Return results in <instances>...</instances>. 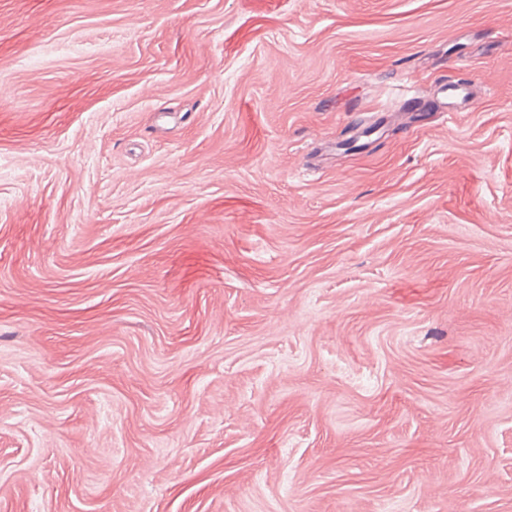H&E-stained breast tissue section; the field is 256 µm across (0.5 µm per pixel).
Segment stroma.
Segmentation results:
<instances>
[{"label": "stroma", "instance_id": "stroma-1", "mask_svg": "<svg viewBox=\"0 0 512 512\" xmlns=\"http://www.w3.org/2000/svg\"><path fill=\"white\" fill-rule=\"evenodd\" d=\"M384 507L512 512V0H0V512Z\"/></svg>", "mask_w": 512, "mask_h": 512}]
</instances>
